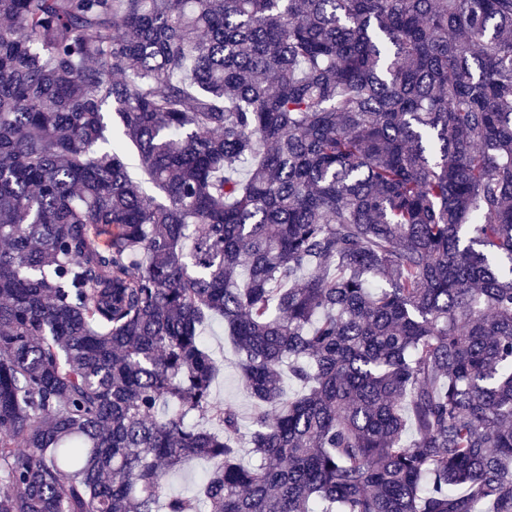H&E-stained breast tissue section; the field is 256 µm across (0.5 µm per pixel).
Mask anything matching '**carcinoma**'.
<instances>
[{"label":"carcinoma","mask_w":512,"mask_h":512,"mask_svg":"<svg viewBox=\"0 0 512 512\" xmlns=\"http://www.w3.org/2000/svg\"><path fill=\"white\" fill-rule=\"evenodd\" d=\"M0 481V512H512V0H0ZM202 336L213 357L220 364L213 385V396L219 403L234 404L242 424L248 428L253 413V403L244 391L232 342L224 329V320L214 318L203 330ZM209 464L202 458L188 459L169 479V489L174 494L192 495Z\"/></svg>","instance_id":"cac0c4a2"}]
</instances>
